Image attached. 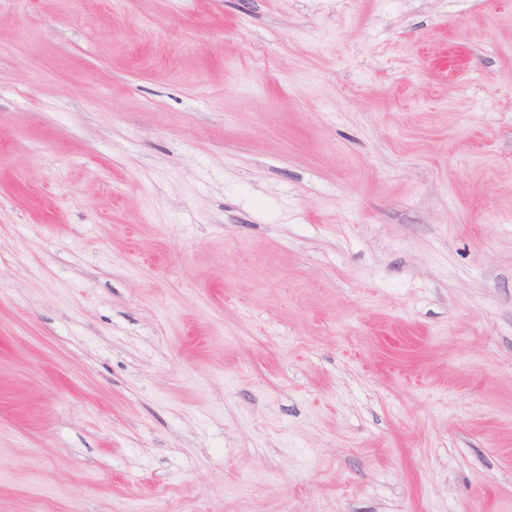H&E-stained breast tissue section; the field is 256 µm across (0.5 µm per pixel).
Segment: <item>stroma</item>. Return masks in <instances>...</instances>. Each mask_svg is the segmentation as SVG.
<instances>
[{
  "instance_id": "obj_1",
  "label": "stroma",
  "mask_w": 512,
  "mask_h": 512,
  "mask_svg": "<svg viewBox=\"0 0 512 512\" xmlns=\"http://www.w3.org/2000/svg\"><path fill=\"white\" fill-rule=\"evenodd\" d=\"M512 512V0H0V512Z\"/></svg>"
}]
</instances>
